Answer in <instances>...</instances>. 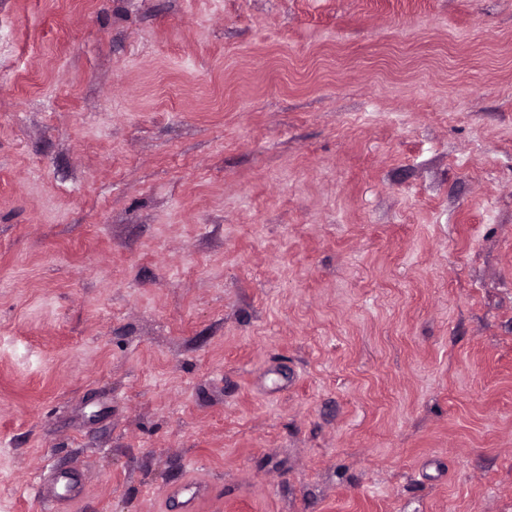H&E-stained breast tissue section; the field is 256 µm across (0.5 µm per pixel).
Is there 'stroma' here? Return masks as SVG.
Instances as JSON below:
<instances>
[{
    "instance_id": "35a3bbf8",
    "label": "stroma",
    "mask_w": 512,
    "mask_h": 512,
    "mask_svg": "<svg viewBox=\"0 0 512 512\" xmlns=\"http://www.w3.org/2000/svg\"><path fill=\"white\" fill-rule=\"evenodd\" d=\"M512 512V0H0V512ZM67 480L73 487L71 494L63 500L56 493V484L61 480ZM82 483L79 477L70 478L65 477L56 473H51L48 478H46L39 486V488H35V494L38 496L43 502L47 504H51V502H55L57 504H63L62 501H65L66 504L75 503V501L80 497L81 494ZM72 503V504H73ZM207 485L198 480L183 479V481L170 488L167 499L169 503H176L184 511H194L197 502L208 495ZM207 495V496H206Z\"/></svg>"
}]
</instances>
